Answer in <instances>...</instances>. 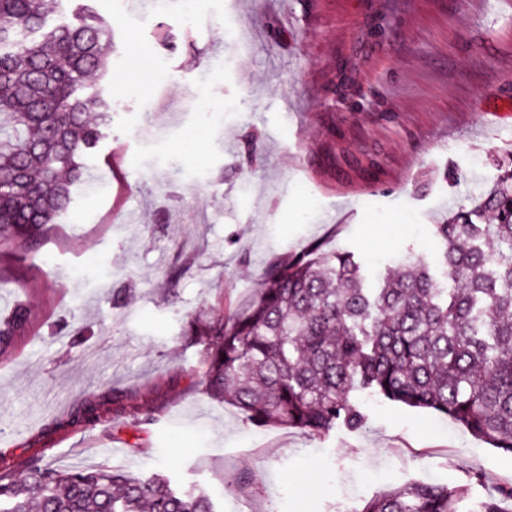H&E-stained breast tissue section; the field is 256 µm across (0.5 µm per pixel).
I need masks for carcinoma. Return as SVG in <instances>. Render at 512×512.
<instances>
[{"instance_id":"cac0c4a2","label":"carcinoma","mask_w":512,"mask_h":512,"mask_svg":"<svg viewBox=\"0 0 512 512\" xmlns=\"http://www.w3.org/2000/svg\"><path fill=\"white\" fill-rule=\"evenodd\" d=\"M111 27L86 0L46 29L42 0H0V228L36 241L73 201L84 157L108 136L109 101L82 96L108 74ZM443 288L410 255L365 287L351 253L304 247L265 273L264 288L231 320L195 314L184 335L203 346V390L257 426L325 434L356 428V392L446 415L512 454V168L449 219ZM28 307L0 322V346L25 334ZM465 489L409 483L359 512H463ZM0 512H218L203 493L164 477L112 469L60 472L31 461V477L0 476ZM468 512H512V486Z\"/></svg>"}]
</instances>
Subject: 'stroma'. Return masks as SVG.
<instances>
[{"label": "stroma", "instance_id": "35a3bbf8", "mask_svg": "<svg viewBox=\"0 0 512 512\" xmlns=\"http://www.w3.org/2000/svg\"><path fill=\"white\" fill-rule=\"evenodd\" d=\"M124 2L98 5L112 129L96 178L39 244L0 231V319L31 315L0 347V473L26 480L33 457L156 473L219 512H358L414 481L473 503L512 484L511 455L377 397L358 428L256 426L203 393L183 334L194 311H243L311 243L353 252L371 285L404 252L434 255L435 224L512 164V0H199L189 24L180 0L147 17ZM237 27L243 51L223 36Z\"/></svg>", "mask_w": 512, "mask_h": 512}]
</instances>
